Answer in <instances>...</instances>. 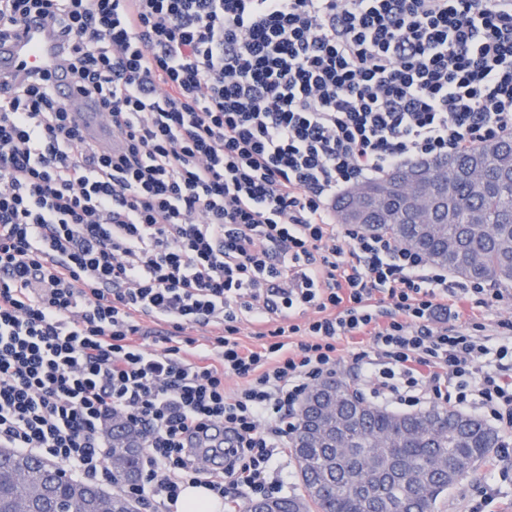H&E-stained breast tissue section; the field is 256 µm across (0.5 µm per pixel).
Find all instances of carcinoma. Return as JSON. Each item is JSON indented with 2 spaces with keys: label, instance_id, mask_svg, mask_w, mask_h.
<instances>
[{
  "label": "carcinoma",
  "instance_id": "cac0c4a2",
  "mask_svg": "<svg viewBox=\"0 0 512 512\" xmlns=\"http://www.w3.org/2000/svg\"><path fill=\"white\" fill-rule=\"evenodd\" d=\"M417 169L429 175L419 191L430 187L448 197L433 224L414 223L403 195L387 188L388 179ZM364 187L370 199L364 232L388 237L461 278L512 283V137L398 168ZM319 387L316 405L298 416L290 438L303 493L251 501L244 512L270 503L271 512H435L437 500L499 447L493 428L455 409L401 414L366 402L337 379ZM108 458L122 479L141 473L137 445L116 426ZM58 471L31 455L1 452L0 512H18L46 483L55 495L36 512H83L79 495L100 499L97 512H137L125 495L61 480Z\"/></svg>",
  "mask_w": 512,
  "mask_h": 512
}]
</instances>
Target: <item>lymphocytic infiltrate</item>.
I'll return each instance as SVG.
<instances>
[{
	"instance_id": "obj_1",
	"label": "lymphocytic infiltrate",
	"mask_w": 512,
	"mask_h": 512,
	"mask_svg": "<svg viewBox=\"0 0 512 512\" xmlns=\"http://www.w3.org/2000/svg\"><path fill=\"white\" fill-rule=\"evenodd\" d=\"M34 17L121 146L85 142L51 74L0 77L1 448L110 485L117 419L145 434L121 487L142 512L189 484L272 497L299 404L358 336L377 403L512 428V320L493 341L456 323L459 297L507 294L334 207L512 136V0H0V37ZM274 295L315 317L284 322ZM147 314L169 326L153 352Z\"/></svg>"
}]
</instances>
